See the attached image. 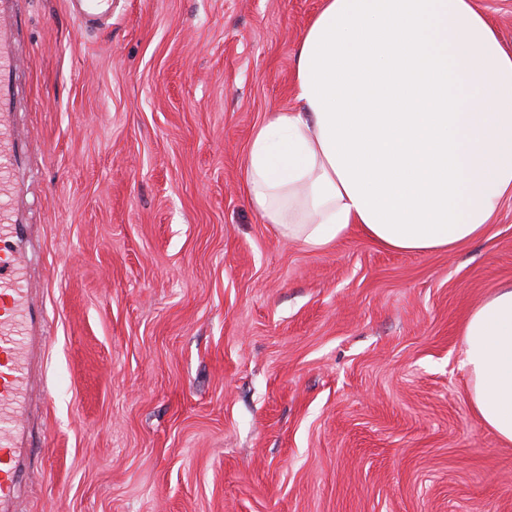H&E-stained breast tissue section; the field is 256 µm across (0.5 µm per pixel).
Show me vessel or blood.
<instances>
[{
  "mask_svg": "<svg viewBox=\"0 0 512 512\" xmlns=\"http://www.w3.org/2000/svg\"><path fill=\"white\" fill-rule=\"evenodd\" d=\"M82 26L99 23L112 0H65ZM16 16L0 9V95L9 96L19 61L12 45ZM16 133L0 112V512H18L25 446L20 417L31 389V363L44 336L45 312L31 299L21 244L26 227L17 217Z\"/></svg>",
  "mask_w": 512,
  "mask_h": 512,
  "instance_id": "vessel-or-blood-1",
  "label": "vessel or blood"
}]
</instances>
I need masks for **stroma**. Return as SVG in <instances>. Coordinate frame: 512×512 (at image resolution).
<instances>
[{
    "instance_id": "stroma-1",
    "label": "stroma",
    "mask_w": 512,
    "mask_h": 512,
    "mask_svg": "<svg viewBox=\"0 0 512 512\" xmlns=\"http://www.w3.org/2000/svg\"><path fill=\"white\" fill-rule=\"evenodd\" d=\"M322 0H21L14 128L49 314L21 512H512L459 327L512 197L454 255L312 252L247 198ZM71 16L88 27L99 23L112 12V0H66Z\"/></svg>"
}]
</instances>
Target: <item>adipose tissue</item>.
<instances>
[{
	"mask_svg": "<svg viewBox=\"0 0 512 512\" xmlns=\"http://www.w3.org/2000/svg\"><path fill=\"white\" fill-rule=\"evenodd\" d=\"M297 109L252 135L247 194L321 251L352 231L399 253L486 237L512 195V49L473 0H322L295 54ZM470 400L512 445V280L463 320Z\"/></svg>",
	"mask_w": 512,
	"mask_h": 512,
	"instance_id": "adipose-tissue-1",
	"label": "adipose tissue"
}]
</instances>
